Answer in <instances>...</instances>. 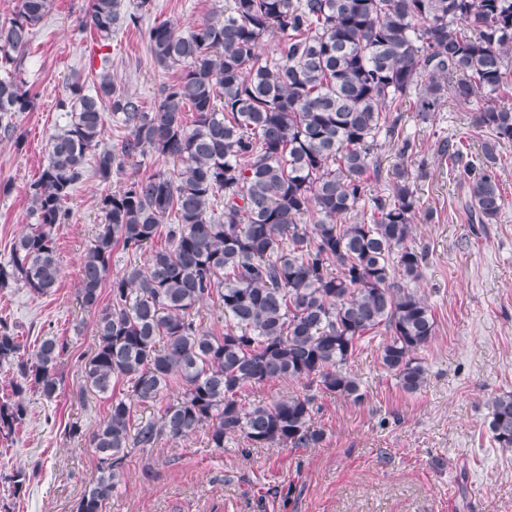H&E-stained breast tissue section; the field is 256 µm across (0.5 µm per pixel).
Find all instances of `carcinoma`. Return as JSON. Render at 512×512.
Listing matches in <instances>:
<instances>
[{
  "mask_svg": "<svg viewBox=\"0 0 512 512\" xmlns=\"http://www.w3.org/2000/svg\"><path fill=\"white\" fill-rule=\"evenodd\" d=\"M122 0H89L80 25L100 42L124 19ZM49 0H20L0 19V138L22 144L11 117L31 106L18 76ZM154 63L179 72L148 110L118 87L100 54L94 93L75 80L67 124L50 138L29 187L36 223L0 263V288L21 282L36 295L56 287V225L84 175L87 157L102 181L126 161L151 153L170 172L131 175L100 200L103 223L86 249L77 296L94 314L96 348L84 389L110 400L89 445L97 473L76 512H104L124 479L130 448L161 436L207 428L210 447L244 438L254 447L310 448L320 393L364 400L343 371L361 338L383 333L382 366L407 393L421 390L417 357L436 333L416 284L426 255L409 245L422 213L415 180L429 175L405 158L403 105L427 123L448 97L473 105L480 152L443 137L436 154L461 177L473 224H494L505 206L497 164L512 143V107L495 98L512 80V0H229L224 15L186 30L168 23L138 28ZM277 43L262 55L263 43ZM193 120L185 121V112ZM127 135L103 146L104 113ZM396 146L390 193H371L381 141ZM164 237L165 244L155 242ZM143 254L110 274L112 253ZM110 302L100 305L105 283ZM219 302L214 335L196 318ZM67 342L55 336L26 349L0 323V365L15 374L13 401L0 403V434L26 417L31 387L47 400L58 390ZM304 382L301 395L245 404L247 388L270 380ZM181 385L166 399L172 382ZM158 406V420L134 419L135 404ZM491 438L512 448V392L495 397ZM13 495L29 477H10Z\"/></svg>",
  "mask_w": 512,
  "mask_h": 512,
  "instance_id": "carcinoma-1",
  "label": "carcinoma"
}]
</instances>
